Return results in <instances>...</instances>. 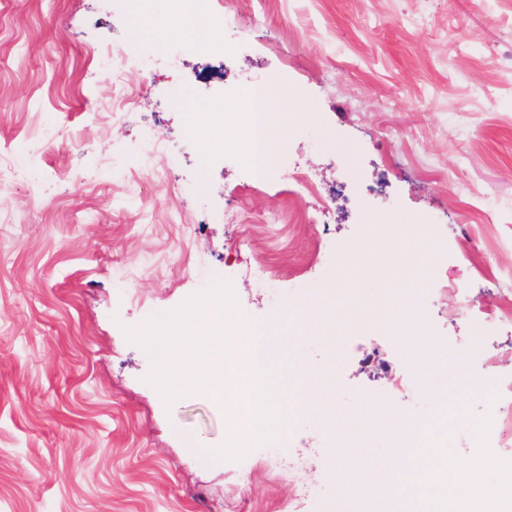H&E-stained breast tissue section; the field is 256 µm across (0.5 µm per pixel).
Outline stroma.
<instances>
[{
    "label": "stroma",
    "instance_id": "1",
    "mask_svg": "<svg viewBox=\"0 0 512 512\" xmlns=\"http://www.w3.org/2000/svg\"><path fill=\"white\" fill-rule=\"evenodd\" d=\"M213 5L229 51L178 54L189 32L136 0H0V168L21 179L0 208V512H284L296 477L261 471L284 450L329 473L305 512H337L336 431L291 413L245 462L214 460L236 399L165 406L122 327L226 278L239 316L278 319L288 341L293 307L336 285L349 252L401 262L410 224L438 249L418 303L453 400L398 387L416 351L382 325L310 339L303 360L334 370L340 413L373 396L430 416L460 461L485 412L467 384L512 373V0ZM134 35L143 51L113 70L105 51ZM252 78L279 85L293 119L278 161L316 195L254 183L233 129L213 152L188 141L200 108L238 111L224 89Z\"/></svg>",
    "mask_w": 512,
    "mask_h": 512
}]
</instances>
